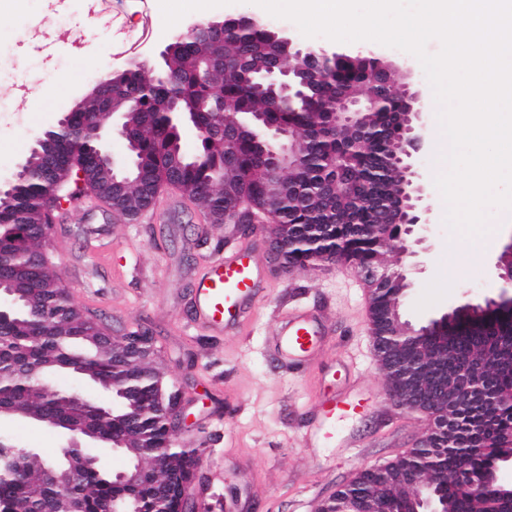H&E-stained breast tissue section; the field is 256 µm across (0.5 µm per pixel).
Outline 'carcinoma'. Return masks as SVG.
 <instances>
[{
    "label": "carcinoma",
    "instance_id": "1",
    "mask_svg": "<svg viewBox=\"0 0 512 512\" xmlns=\"http://www.w3.org/2000/svg\"><path fill=\"white\" fill-rule=\"evenodd\" d=\"M268 31L234 19L223 35L208 30L183 40L163 62V72L148 81L137 67L100 77L99 94L79 100L68 115L70 131L56 130L43 146L28 156L32 175L15 182L0 197V271L17 285L14 309L0 316V419H29L51 430L100 428L102 439L117 432L129 448H156L163 443L164 426L152 412L151 384L160 368L149 359L148 345H133L131 336H111L91 323L83 311L59 288L61 276L47 251L43 198L51 186L66 194L76 187L75 164L92 166L93 185L106 177L93 165L96 143L73 134L87 114L124 112L128 134L136 141L133 173L112 199L120 213L134 218L152 205L168 187L195 200L216 216L236 204L267 224H316V234L327 241L336 261L346 260L360 270L380 262L371 226L392 223L391 206L399 192V180L390 172L398 137L397 115L406 111L398 79L389 84L375 81L383 62L364 52H347L329 60L312 87L307 106L271 105L255 89L259 72L272 66H289L288 53H272ZM345 95L373 96L383 107L367 115V123L383 134L381 141L358 145L356 128L332 126L330 101ZM137 96L141 107L127 111L126 99ZM177 103L182 112H195L203 102L220 104L224 125L249 123L254 114L265 115L268 124L298 137L299 159L279 178L278 208L265 211L268 181L260 164L256 138L243 135L226 142L205 133L196 153L177 154L174 144L182 127L166 125V104ZM282 265L306 270L315 265L309 252L283 243L277 251ZM401 300L391 281L377 288L371 309L378 321ZM499 336H512V307L494 312L481 329L460 327L448 344L429 336L392 352V358L438 364L448 356L481 359L484 346ZM97 388L120 396L121 411L100 427L92 405H74L50 391L49 376L71 374ZM512 386V372L489 367L474 385L472 399L461 405L427 394L435 425L426 445L397 461L388 476L366 472L336 492L354 498L366 512H388L408 502L428 479L440 497L448 498L459 512H487L484 496L472 495L466 484L449 482L441 473H429L432 460L448 470L457 465L456 450L474 448L471 471L477 473L512 458V447L486 448V440L512 433V404L500 397ZM148 468L142 482L129 490L144 505L174 482L173 473L159 454H146ZM23 474L0 471V512H108L113 498L123 492L113 476L99 470L84 476L68 492L58 491L43 478L52 462L38 454L25 456Z\"/></svg>",
    "mask_w": 512,
    "mask_h": 512
}]
</instances>
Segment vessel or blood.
Segmentation results:
<instances>
[{"mask_svg":"<svg viewBox=\"0 0 512 512\" xmlns=\"http://www.w3.org/2000/svg\"><path fill=\"white\" fill-rule=\"evenodd\" d=\"M260 283L259 267L251 260L235 255L217 261L196 288L199 319L215 328L233 329L255 300ZM321 334L317 319L294 313L279 329V352L291 359L308 357L319 346Z\"/></svg>","mask_w":512,"mask_h":512,"instance_id":"obj_1","label":"vessel or blood"}]
</instances>
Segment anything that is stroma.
Wrapping results in <instances>:
<instances>
[{
    "label": "stroma",
    "mask_w": 512,
    "mask_h": 512,
    "mask_svg": "<svg viewBox=\"0 0 512 512\" xmlns=\"http://www.w3.org/2000/svg\"><path fill=\"white\" fill-rule=\"evenodd\" d=\"M0 0V178L11 177L34 139L57 127L84 97L103 63L119 67L113 45L150 37L159 62L172 31L160 8L125 0ZM378 56L409 69L420 90L423 121L435 135L434 97L419 62L382 47ZM63 73L53 87L49 75ZM424 177L426 251L408 274L405 320L421 325L457 305L497 297L505 283L495 265L512 244V223L490 225L497 247L478 252L452 238L433 184L431 148L417 160ZM54 262L73 303L104 318L116 336H154L157 361L182 391L181 443L204 449L194 490L207 512H317L361 467L385 464L421 438L427 419L399 408L372 353L362 278L345 263L289 271L275 259L266 225L240 232L210 224L204 212L169 191L135 219L87 196L64 202L50 234ZM247 250L264 273L244 325L214 332L194 318L193 297L208 264L221 253ZM307 307L323 324L320 348L301 364L284 361L273 336L285 311ZM355 404L337 417L335 433L320 431L329 399ZM0 436L55 458L63 437L29 421H0Z\"/></svg>",
    "instance_id": "stroma-1"
}]
</instances>
